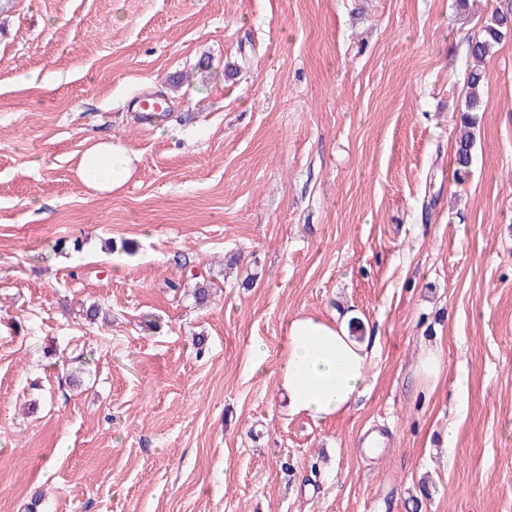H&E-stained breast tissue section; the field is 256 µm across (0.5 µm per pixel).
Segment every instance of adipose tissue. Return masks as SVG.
<instances>
[{"label":"adipose tissue","instance_id":"1","mask_svg":"<svg viewBox=\"0 0 512 512\" xmlns=\"http://www.w3.org/2000/svg\"><path fill=\"white\" fill-rule=\"evenodd\" d=\"M137 154L118 140H103L84 152L82 183L98 193L117 192L131 179ZM370 349L351 336L345 321L300 313L288 323L278 387L294 413L325 423L346 414L365 392Z\"/></svg>","mask_w":512,"mask_h":512}]
</instances>
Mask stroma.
<instances>
[{"instance_id": "35a3bbf8", "label": "stroma", "mask_w": 512, "mask_h": 512, "mask_svg": "<svg viewBox=\"0 0 512 512\" xmlns=\"http://www.w3.org/2000/svg\"><path fill=\"white\" fill-rule=\"evenodd\" d=\"M511 8L12 0L0 512H407L424 485L422 512H512V33L485 59L474 161L454 175L469 41ZM156 92L167 115L141 123ZM102 136L139 155L110 195L78 174ZM199 284L216 291L204 308ZM93 303L106 321L84 319ZM301 312L376 340L334 422L276 385ZM74 351L76 387L56 364ZM442 366L441 351L436 347H429L416 367V375L426 385L434 386L442 371Z\"/></svg>"}]
</instances>
